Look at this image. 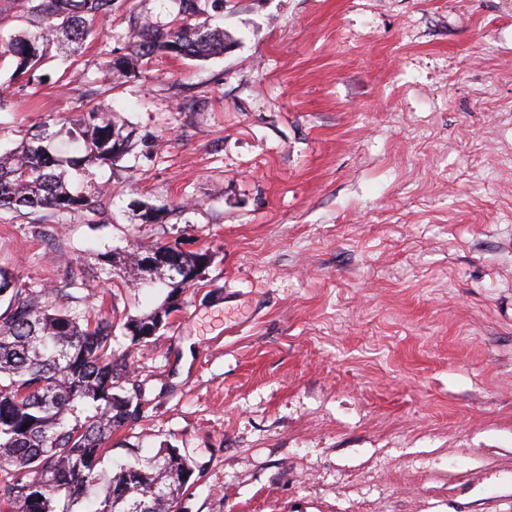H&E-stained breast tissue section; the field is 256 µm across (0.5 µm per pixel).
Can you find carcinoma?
<instances>
[{
	"label": "carcinoma",
	"instance_id": "1",
	"mask_svg": "<svg viewBox=\"0 0 512 512\" xmlns=\"http://www.w3.org/2000/svg\"><path fill=\"white\" fill-rule=\"evenodd\" d=\"M26 2L39 30L0 43V52L14 58L21 75L34 74L62 41L83 45L114 4ZM176 2L179 9L171 25L137 22L128 53L109 62L108 69L121 70L129 60L159 50L187 59L224 54L223 32L192 23L204 13L202 0ZM66 134L74 144L71 155L62 154L52 135H36L0 154V211L26 209L46 221L76 210L98 214L93 199L70 191L68 178L85 179L93 165L120 161L133 149L132 133L117 130L111 109L103 104L75 121ZM138 217L142 224L164 221L163 211L148 204L140 206ZM161 248L174 253L192 277L172 273L163 261L148 263L150 253ZM99 260L114 269L133 265L142 280L166 289L156 308L124 324L125 335L136 345L157 336L209 256L176 241L141 243L103 253ZM54 293L19 288L12 274L0 269V297L11 295L0 314V506L5 512H81L96 487L90 512H186L195 466L168 445L99 484V467L112 438L143 416L139 393L117 392L130 371L125 356L112 348V321L92 319L75 307L62 310Z\"/></svg>",
	"mask_w": 512,
	"mask_h": 512
}]
</instances>
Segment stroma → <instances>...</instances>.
Segmentation results:
<instances>
[{
    "label": "stroma",
    "mask_w": 512,
    "mask_h": 512,
    "mask_svg": "<svg viewBox=\"0 0 512 512\" xmlns=\"http://www.w3.org/2000/svg\"><path fill=\"white\" fill-rule=\"evenodd\" d=\"M225 54L107 74L134 19L34 79L0 55V151L100 104L135 147L37 224L0 212V267L115 327L157 289L99 253L180 240L209 261L127 357L145 416L104 476L162 445L188 512H512V0H209ZM166 209L139 223L134 205Z\"/></svg>",
    "instance_id": "stroma-1"
}]
</instances>
